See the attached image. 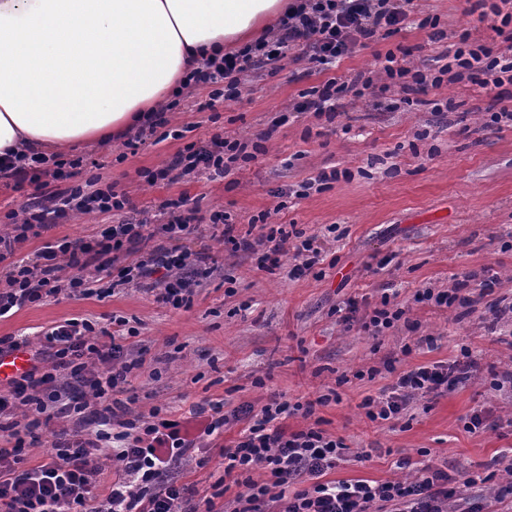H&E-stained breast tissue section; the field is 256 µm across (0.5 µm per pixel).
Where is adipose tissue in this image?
<instances>
[{"instance_id": "adipose-tissue-1", "label": "adipose tissue", "mask_w": 512, "mask_h": 512, "mask_svg": "<svg viewBox=\"0 0 512 512\" xmlns=\"http://www.w3.org/2000/svg\"><path fill=\"white\" fill-rule=\"evenodd\" d=\"M286 0H0V155L119 139Z\"/></svg>"}]
</instances>
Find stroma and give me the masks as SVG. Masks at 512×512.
Segmentation results:
<instances>
[{"label":"stroma","mask_w":512,"mask_h":512,"mask_svg":"<svg viewBox=\"0 0 512 512\" xmlns=\"http://www.w3.org/2000/svg\"><path fill=\"white\" fill-rule=\"evenodd\" d=\"M466 6V0H414L402 31L343 58L336 76H379L377 54L399 46L408 49L411 66L436 68L437 57L465 28L473 41L505 49L490 22L465 15ZM428 15L438 17L444 40L427 41L418 23ZM324 79L304 62L273 76L252 71L238 99L203 111L207 93L201 89L169 113L170 128L186 130L185 140L149 141L134 150L117 140L65 151L83 158L81 179L100 177L141 209L153 212L184 195L202 214L224 212L240 233L252 217L272 212L273 222L295 225L323 242L322 277L292 276L289 258L273 271L260 270L254 255L233 252L220 228L206 222L184 244L208 249L218 269L197 288L190 309L176 310L152 294L119 286L106 298L61 295L24 306L0 319V338H33L74 317L106 327L112 316H121L138 331L128 341L131 353L145 357L130 384L135 411L164 406L181 413L204 401L223 402L228 411L245 402L259 408L274 393L304 404L333 389L338 401L315 414L327 434L344 440L348 453L329 479L392 481L405 475L396 466L400 460L452 474L502 473L512 461V389L495 391L489 382L492 373L512 370V320H494L489 306L512 305V126L494 130L486 122L491 111L512 110V98L495 101L463 78L408 104L396 88L378 107L348 96L330 122L295 111L303 93ZM434 100L446 103L447 111H432ZM265 131L271 134L266 154L226 176L153 186L141 176L162 167L184 141L216 133L249 141ZM332 170L342 176L329 188L293 196L302 181ZM112 221L108 214H70L17 245L14 258H30L64 237H92ZM471 274L493 285L476 296L469 314L413 300L418 290H445ZM385 295L405 309L407 323L376 338L346 327L341 309L347 299L372 308ZM424 336L433 337V348L417 347ZM406 344L413 352L403 366L451 361L466 345L482 372L447 395L415 400L399 419L369 421L360 403L393 382L381 365ZM372 367L379 373L370 378ZM479 407L490 410L497 427L468 433L466 418ZM242 429L233 424L207 438L205 466L187 464L180 480L193 487L195 499L211 495L224 473L221 450Z\"/></svg>","instance_id":"1"}]
</instances>
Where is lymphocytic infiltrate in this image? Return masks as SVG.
Returning a JSON list of instances; mask_svg holds the SVG:
<instances>
[{"mask_svg": "<svg viewBox=\"0 0 512 512\" xmlns=\"http://www.w3.org/2000/svg\"><path fill=\"white\" fill-rule=\"evenodd\" d=\"M412 9L413 0H291L270 37L224 57L204 59L184 86L208 89L213 103L239 97L243 73L265 66L279 69L294 49L328 75L298 106L318 117H334L339 100L349 94L375 99L395 86L405 93L425 94L449 76H468L484 89L512 83V53L471 42L466 31L449 46L445 64L437 69L408 66L405 57L390 51L381 68L383 83L331 76L344 56L401 31ZM265 152L262 143L249 147L215 134L185 144L145 178L153 185L195 172L226 173L237 161L250 162ZM81 165V159L59 155L0 158V181L17 190L28 184L35 188L20 210L7 213L10 230L0 235V263L9 264L0 278V318L48 297H104L97 274L107 269L115 274L113 286L146 287L159 302L190 308L209 255L188 249L183 240L206 219L223 225L224 241L233 250L258 254L259 267L280 265L289 255L294 274L304 276L321 260L323 248L316 237L291 238L281 225L270 223L265 212L242 234L227 223L223 212L203 217L184 197L162 203L167 223L134 218L135 206L127 194L99 187L94 177L74 182V171ZM91 211L118 215L119 221L99 237L63 238L42 246L30 261H13L17 244L27 241L34 228L72 212ZM345 307V324L358 325L373 337L393 328L405 314L386 297L365 316L359 315L355 299H348ZM136 334L122 317L112 318L107 328L71 318L42 331L34 341L6 339L7 349H29L31 365L0 388V416H7L5 429L13 441L11 447L0 448V512H216L217 498L233 484L239 491L232 512H451L464 489L485 481L473 473L456 478L432 466L393 481L328 479L346 453L343 439L315 426L292 431L286 425L288 417L298 413L311 417L316 406L329 403L326 395L306 405H292L274 395L258 410L246 404L228 411L223 402L207 401L193 405L185 415L164 406L146 415L132 414L137 397L128 385L145 360L130 356L125 343ZM474 366L466 348L450 362L411 366L378 395L365 397L361 407L373 422L398 419L412 399L454 391ZM64 377L81 382L83 393L61 391L58 382ZM90 409L97 424L94 437L72 439L67 429H60L54 434L50 462L22 468L25 439L43 420H70L81 428L90 420ZM239 421L245 427L233 445L221 450L224 473L214 483L213 495L193 504L194 491L179 482L176 470L192 459L205 438ZM104 441L112 444L117 478L108 496L94 504L90 493L100 473L97 452ZM259 469L265 474L261 481L253 477Z\"/></svg>", "mask_w": 512, "mask_h": 512, "instance_id": "lymphocytic-infiltrate-1", "label": "lymphocytic infiltrate"}]
</instances>
